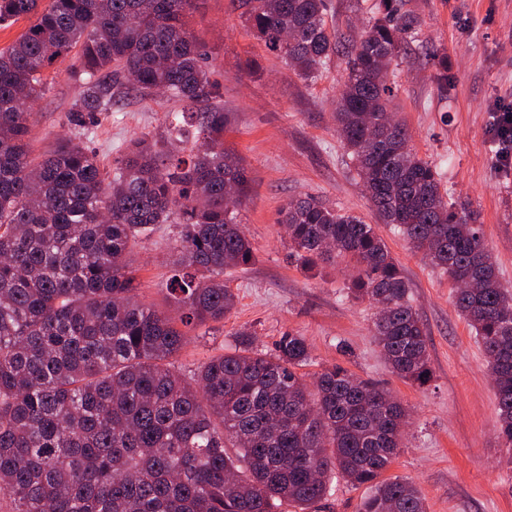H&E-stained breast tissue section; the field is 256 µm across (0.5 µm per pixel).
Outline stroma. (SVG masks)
<instances>
[{
	"label": "stroma",
	"mask_w": 512,
	"mask_h": 512,
	"mask_svg": "<svg viewBox=\"0 0 512 512\" xmlns=\"http://www.w3.org/2000/svg\"><path fill=\"white\" fill-rule=\"evenodd\" d=\"M373 2L329 0L328 27L355 33ZM405 7L417 16L419 35L394 68V109L418 155L438 165L449 201L474 210L499 278L512 288V175L501 172L488 132L489 110L512 104V0H405ZM246 10V0H201L189 28L210 80L220 86L215 103L233 116L224 145L248 173L239 220L255 259L225 273L237 298L234 310L224 322L193 331L175 369L190 374L230 351L243 328L269 354L282 336H304L312 356L302 369L306 377L339 365L409 409L410 426L389 472L414 482L426 512H512L511 453L498 437L494 386L473 330L455 310L454 285L379 223L336 133V101L346 78L342 59L333 58L316 80L299 78L249 32ZM443 62L444 90L435 79ZM45 75L49 90L32 105L36 156L58 139L80 138L108 171L135 138L164 136L168 115L180 109L168 96L141 95L122 84L111 111L77 112L83 73L74 52ZM306 195L377 225L428 330L433 376L427 385L404 382L388 368L371 335L372 311L348 296L343 266L307 269L293 255L281 210ZM179 231L173 222L158 225L132 254L140 298L162 311L169 308L166 282Z\"/></svg>",
	"instance_id": "1"
}]
</instances>
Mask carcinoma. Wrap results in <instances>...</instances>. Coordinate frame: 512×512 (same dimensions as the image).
I'll use <instances>...</instances> for the list:
<instances>
[{
	"instance_id": "1",
	"label": "carcinoma",
	"mask_w": 512,
	"mask_h": 512,
	"mask_svg": "<svg viewBox=\"0 0 512 512\" xmlns=\"http://www.w3.org/2000/svg\"><path fill=\"white\" fill-rule=\"evenodd\" d=\"M196 2L0 0L1 26L30 20L0 51V496L13 512H307L334 474L366 487L360 512H426L411 481L384 477L407 408L341 366L304 379L306 337L284 336L267 354L240 330L232 350L192 375L173 368L188 328L234 309L224 271L254 259L237 219L248 175L224 148L229 113L198 108L219 87L189 30ZM246 2L247 27L304 80L343 48L336 132L378 218L455 285L512 449V292L471 212L448 203L437 167L390 111V67L417 34L416 16L402 0H378L342 45L326 25L328 0ZM75 47L78 111H112L122 78L183 104L168 164L146 136L113 160L110 179L82 141L32 157L31 104L46 93L45 69ZM173 217L182 230L172 316L139 299L131 253ZM282 224L304 266L354 269L348 295L374 309L372 336L391 371L426 383L427 330L375 225L311 196L289 201Z\"/></svg>"
}]
</instances>
